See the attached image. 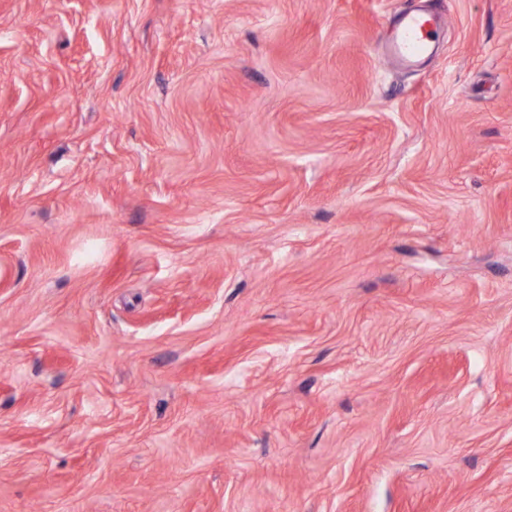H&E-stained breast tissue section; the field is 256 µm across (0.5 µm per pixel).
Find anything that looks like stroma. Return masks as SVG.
Returning a JSON list of instances; mask_svg holds the SVG:
<instances>
[{"label": "stroma", "instance_id": "stroma-1", "mask_svg": "<svg viewBox=\"0 0 512 512\" xmlns=\"http://www.w3.org/2000/svg\"><path fill=\"white\" fill-rule=\"evenodd\" d=\"M0 512H512V0H0ZM436 27L435 20L423 14L403 15L391 44L392 57L403 64L415 62L418 57L429 51Z\"/></svg>", "mask_w": 512, "mask_h": 512}]
</instances>
